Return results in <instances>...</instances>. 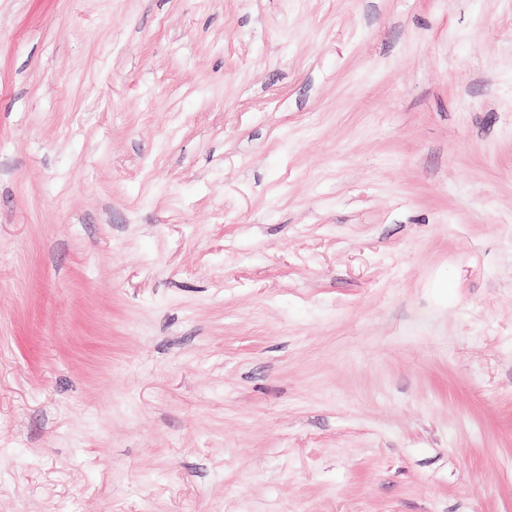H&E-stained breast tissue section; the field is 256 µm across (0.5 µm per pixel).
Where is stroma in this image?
Returning a JSON list of instances; mask_svg holds the SVG:
<instances>
[{
	"label": "stroma",
	"mask_w": 512,
	"mask_h": 512,
	"mask_svg": "<svg viewBox=\"0 0 512 512\" xmlns=\"http://www.w3.org/2000/svg\"><path fill=\"white\" fill-rule=\"evenodd\" d=\"M0 512H512V0H0Z\"/></svg>",
	"instance_id": "35a3bbf8"
}]
</instances>
